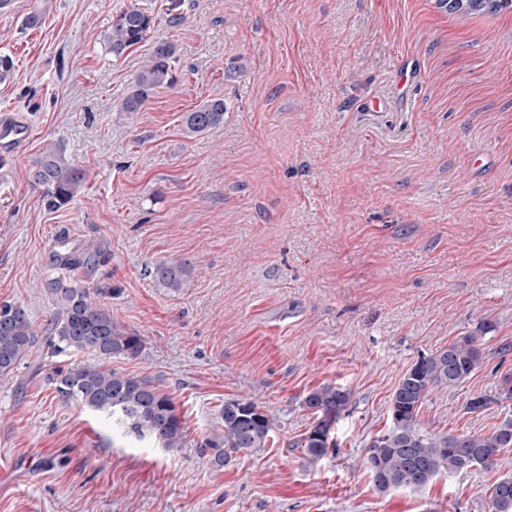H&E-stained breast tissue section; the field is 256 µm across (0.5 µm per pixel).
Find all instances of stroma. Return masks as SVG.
<instances>
[{
    "label": "stroma",
    "instance_id": "35a3bbf8",
    "mask_svg": "<svg viewBox=\"0 0 512 512\" xmlns=\"http://www.w3.org/2000/svg\"><path fill=\"white\" fill-rule=\"evenodd\" d=\"M9 0L0 7V111L30 128L0 151V301L36 333L59 238L95 259L74 272L143 338L109 369L172 395L192 447L167 451L55 397L20 367L0 379V512H485L492 468L376 490L363 459L418 358L476 330L482 368L430 393L432 434L512 419V8L459 14L441 0ZM154 14L176 46L173 85L120 105L146 46L113 58L112 19ZM41 10L29 29L24 17ZM224 121L187 136L211 98ZM50 144L89 173L49 209L29 169ZM185 264L173 293L147 269ZM350 404L334 448L309 463L307 393ZM488 398L481 411L464 406ZM259 403L265 446L213 466L196 443L225 400Z\"/></svg>",
    "mask_w": 512,
    "mask_h": 512
}]
</instances>
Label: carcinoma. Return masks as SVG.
I'll return each mask as SVG.
<instances>
[{"mask_svg":"<svg viewBox=\"0 0 512 512\" xmlns=\"http://www.w3.org/2000/svg\"><path fill=\"white\" fill-rule=\"evenodd\" d=\"M512 6V0H467L463 11L498 12ZM154 15L140 8L119 13L112 21L106 49L115 59L144 43ZM176 47L163 42L148 49L147 59L122 101L124 112H137L157 90L173 83L171 62ZM224 121V99L205 102L186 113V134L197 135ZM29 178L44 187L47 205L60 209L81 190L87 180L84 169L74 165L64 151L46 146L33 161ZM93 254L71 252L61 263L63 272L49 280L47 291L56 312L39 336L32 330L26 310L0 321V377L13 374L33 349L59 359L46 381L63 402L75 401L112 418V424L138 440L148 439L170 451L189 447L187 430L175 402L160 385L147 378L123 375L97 365L66 363L72 353L91 351L103 360L134 358L142 349V337L121 327L100 302L99 293L78 283L71 275L89 263ZM156 284L177 292L187 282L188 269L180 262H159L149 270ZM462 336L435 353L422 357L407 370L390 400L391 427L374 437L365 450V466L376 489H422L443 471L456 473L472 467L490 468L499 456L512 448V419L503 421L488 435H432L421 431L418 416L429 394L453 389L481 368L485 356L481 334ZM350 402V393L327 384L309 392L305 405L315 420L301 440L307 459L315 463L332 445L331 429ZM222 429L201 440L202 452H211V462L226 465L231 457L246 455L265 447L273 422L262 407L251 400L228 399L220 409ZM489 512H512V476L497 479L487 490Z\"/></svg>","mask_w":512,"mask_h":512,"instance_id":"1","label":"carcinoma"}]
</instances>
